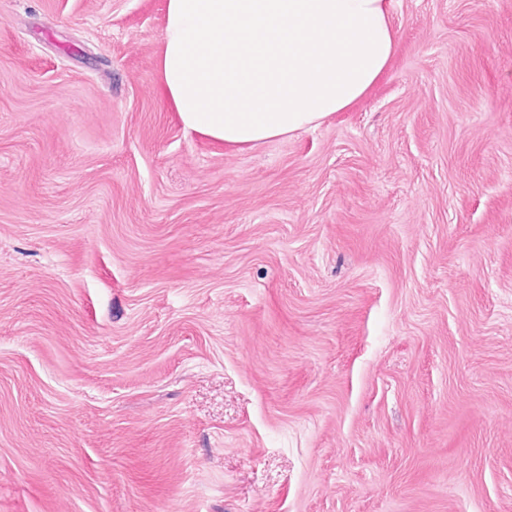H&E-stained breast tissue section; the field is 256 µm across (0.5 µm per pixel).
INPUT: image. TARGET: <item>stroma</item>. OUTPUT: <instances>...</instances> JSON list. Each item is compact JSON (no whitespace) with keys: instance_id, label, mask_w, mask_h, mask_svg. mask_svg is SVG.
I'll return each mask as SVG.
<instances>
[{"instance_id":"obj_1","label":"stroma","mask_w":512,"mask_h":512,"mask_svg":"<svg viewBox=\"0 0 512 512\" xmlns=\"http://www.w3.org/2000/svg\"><path fill=\"white\" fill-rule=\"evenodd\" d=\"M166 0H0V512H512V0L186 132Z\"/></svg>"}]
</instances>
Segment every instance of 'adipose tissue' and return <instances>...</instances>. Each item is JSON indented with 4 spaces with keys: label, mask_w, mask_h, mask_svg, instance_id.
Instances as JSON below:
<instances>
[{
    "label": "adipose tissue",
    "mask_w": 512,
    "mask_h": 512,
    "mask_svg": "<svg viewBox=\"0 0 512 512\" xmlns=\"http://www.w3.org/2000/svg\"><path fill=\"white\" fill-rule=\"evenodd\" d=\"M392 0H167L160 69L184 129L251 147L362 97L394 51Z\"/></svg>",
    "instance_id": "obj_1"
}]
</instances>
